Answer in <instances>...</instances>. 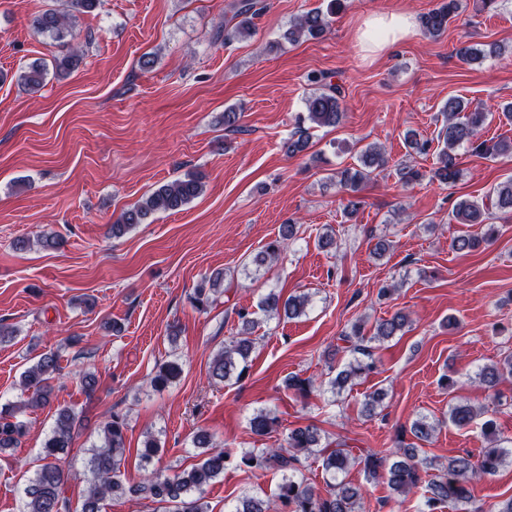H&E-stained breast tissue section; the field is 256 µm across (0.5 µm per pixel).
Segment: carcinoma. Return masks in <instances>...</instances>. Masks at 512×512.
I'll return each mask as SVG.
<instances>
[{
  "label": "carcinoma",
  "instance_id": "1",
  "mask_svg": "<svg viewBox=\"0 0 512 512\" xmlns=\"http://www.w3.org/2000/svg\"><path fill=\"white\" fill-rule=\"evenodd\" d=\"M69 9L46 10L33 19V27L55 42L76 38V14L94 10L100 0H67ZM460 0H443L435 9L422 18V26L431 37H439L448 30L450 20L458 15ZM344 0H328L326 8H316L297 17L288 28L285 37L295 42L301 37L318 38L329 29L332 18L340 12ZM232 15L224 19V43L246 39L256 31L254 19L259 15L255 0H234ZM80 62L78 51L58 55L53 58L55 73L65 76ZM46 66L38 61L29 64L18 72V80L37 89L43 85ZM341 88L327 85V90L310 96L305 103L306 118L315 127H335L343 116L341 112ZM443 123L438 128L437 163L431 172V179L443 184L455 182L460 174L458 149L475 145L482 148L479 134L486 120L481 108H472L459 97H450L441 108ZM409 152L425 155L431 141L409 130L405 135ZM388 164L383 149L370 144L361 151L358 165L346 167L336 172V185L355 192L361 185L383 171ZM203 190L201 177L188 174L164 184L141 201L124 211L112 224V237L120 238L136 225L144 223L155 212L178 211L198 197ZM497 208L512 212V175L498 183L495 188ZM452 220L458 224H477L479 234H465L453 241L458 252H470L482 243L491 242L498 234L497 225L490 223L491 213L484 205L468 198H458L451 211ZM296 234V224L281 225L278 237L266 243L250 260L254 271L258 272L277 262L286 241ZM222 270L212 272L191 296L192 304L200 311L216 302L224 294ZM306 295H290L287 298L275 292L268 293L260 308L267 313L287 316L302 315L308 305ZM241 320L240 336L224 345L211 362V377L220 382L240 379L248 368V359L253 351L251 333L254 321L250 313L238 310ZM408 318L401 312L380 320L374 327L373 335L365 333V325L358 320L351 325L350 332L343 340L353 343V351L360 354L347 363L335 377L329 380L333 389H343L357 379L367 377L375 369L369 347L364 342L390 339L404 333ZM60 355L48 351L39 355L38 360L29 366L21 376L20 387L25 395L23 407L43 408L52 399L51 381L60 375ZM182 374V367L176 361L158 365L151 377V384L163 390L175 383ZM512 376V353L505 355L495 365L486 367L478 374V382L490 389L495 387L500 377ZM19 407L13 404L0 405V451L18 446L24 434L25 425L18 420ZM480 415V410L468 403H457L450 407L448 419L460 429L470 427ZM81 422L80 414L70 407H60L55 411L54 426L45 440L41 461L23 489L24 501L20 512H70V502L63 496V486L68 471L63 464V455L71 445L73 432ZM439 423L422 415L414 419L402 434H410L414 442L399 440V452L392 461L371 450L354 448L347 439L337 437L335 441H322L320 429L307 424L289 430L284 442L276 448L253 449L239 457V464L253 470H273L282 473L278 485L277 501L279 512H363V493L359 487L336 481L339 474L350 466L360 467L367 479H383L397 495L410 492L421 493V507L418 512H443L450 505L467 506L473 500L472 483L496 475L505 462L512 457V450L500 443L497 438V425L493 420L483 423V430L489 443L476 458L468 454L458 455L448 460L442 467L435 460L421 457L417 443L428 441L436 432ZM278 427V418L272 413L259 410L250 419L252 432L260 437L271 434ZM125 416L114 412L103 423L101 444L88 449L86 470L90 474L89 488L84 495L80 512H104V502L112 497L139 496L160 504H172L175 512H210V506L203 493L216 479L224 475V469L231 461V453L217 448L212 436L198 433L194 445L202 449L201 458L189 469L176 470L171 475H162L147 467L159 451L158 441L146 436L140 450V460L144 462V475L136 483L122 479L121 465L125 459ZM321 462L322 469L329 475L326 489L316 490L298 477L310 458ZM440 470L430 475L432 470ZM232 512H270L269 503L260 497L246 496Z\"/></svg>",
  "mask_w": 512,
  "mask_h": 512
}]
</instances>
